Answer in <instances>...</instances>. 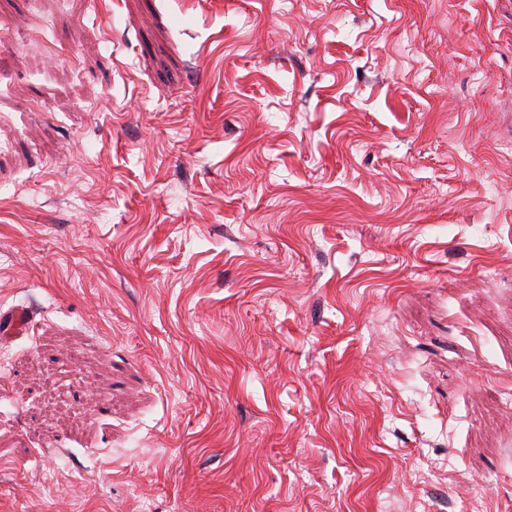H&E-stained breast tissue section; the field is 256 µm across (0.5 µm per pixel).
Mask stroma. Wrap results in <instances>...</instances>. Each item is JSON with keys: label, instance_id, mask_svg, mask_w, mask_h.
<instances>
[{"label": "stroma", "instance_id": "obj_1", "mask_svg": "<svg viewBox=\"0 0 512 512\" xmlns=\"http://www.w3.org/2000/svg\"><path fill=\"white\" fill-rule=\"evenodd\" d=\"M0 512H512V0H0Z\"/></svg>", "mask_w": 512, "mask_h": 512}]
</instances>
